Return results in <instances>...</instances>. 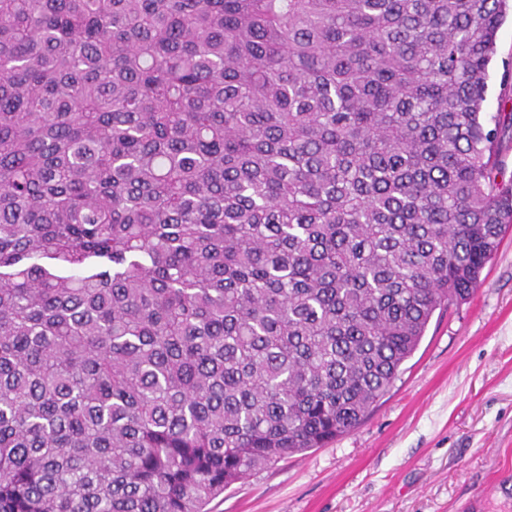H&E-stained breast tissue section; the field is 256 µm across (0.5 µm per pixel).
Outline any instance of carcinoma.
I'll use <instances>...</instances> for the list:
<instances>
[{"label": "carcinoma", "mask_w": 512, "mask_h": 512, "mask_svg": "<svg viewBox=\"0 0 512 512\" xmlns=\"http://www.w3.org/2000/svg\"><path fill=\"white\" fill-rule=\"evenodd\" d=\"M509 0H0V512H205L353 431L512 224ZM498 54L491 69L485 109L490 114L504 112L508 114L512 110V96L509 88L503 89L501 85V74L503 62H512V19L509 15L507 20L500 26L497 32ZM512 129L506 133L505 142L499 156V169L496 181L502 184H512ZM510 138V139H509Z\"/></svg>", "instance_id": "obj_1"}]
</instances>
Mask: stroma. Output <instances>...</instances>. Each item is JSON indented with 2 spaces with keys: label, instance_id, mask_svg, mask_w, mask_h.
Returning a JSON list of instances; mask_svg holds the SVG:
<instances>
[{
  "label": "stroma",
  "instance_id": "obj_1",
  "mask_svg": "<svg viewBox=\"0 0 512 512\" xmlns=\"http://www.w3.org/2000/svg\"><path fill=\"white\" fill-rule=\"evenodd\" d=\"M485 109L512 111L497 32ZM512 228L465 301L434 314L393 388L351 433L234 484L212 512H512Z\"/></svg>",
  "mask_w": 512,
  "mask_h": 512
}]
</instances>
